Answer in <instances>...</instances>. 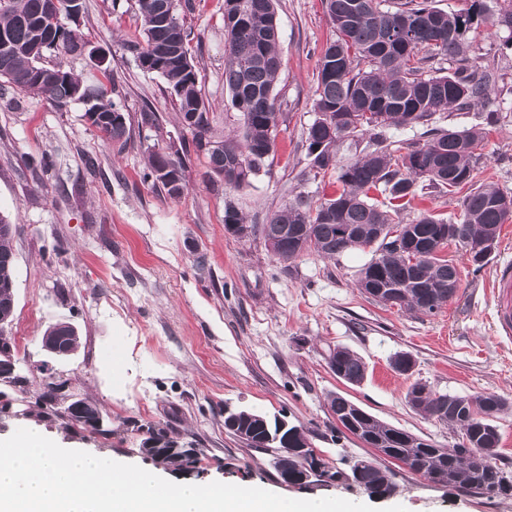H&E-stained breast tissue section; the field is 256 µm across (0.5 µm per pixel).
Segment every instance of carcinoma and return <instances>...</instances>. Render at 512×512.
Wrapping results in <instances>:
<instances>
[{
  "label": "carcinoma",
  "mask_w": 512,
  "mask_h": 512,
  "mask_svg": "<svg viewBox=\"0 0 512 512\" xmlns=\"http://www.w3.org/2000/svg\"><path fill=\"white\" fill-rule=\"evenodd\" d=\"M145 45L133 46L142 70L161 75L175 97L179 122L191 138L179 147L149 153L144 178L160 185L171 197L187 189L191 158H202L212 181L224 180L237 188L250 183L274 151L279 112L274 85L281 69L277 50L279 28L276 0H224V84L232 106L242 117L241 135H216L199 88V71L179 11L165 18L162 0H135ZM336 30V39L318 59L314 111L317 118L307 129L308 152L316 172H336V196L314 204L298 195L264 224L250 225L249 235L261 236L270 252L287 260L303 252L333 258L343 252L370 248L374 258L360 272L358 286L371 280L379 287L398 291L394 305L433 315L447 305L448 282L459 283L457 269L441 252L452 241L468 249L483 238L497 240L500 228L512 219V207L501 201L507 194L493 186H473L486 132L472 128L427 130L419 142H389L390 128L427 124L437 112L490 106L491 75L471 63L467 34L483 22L480 5L460 13H446L431 0H324ZM68 0H59L53 16L42 12V0H0V69L11 77L5 82L31 98L46 100L61 109L74 100L86 102L84 116L112 145L127 142L131 123L107 99V90L92 91L62 63L46 66V53H78L84 43L79 33L65 27ZM491 26L509 32L512 40V0H500ZM448 61L451 72L439 63ZM119 112L120 121L112 119ZM342 117V126L329 125ZM365 139L370 152L344 166L338 165L336 146L344 139ZM460 220L452 223L421 211L408 224L399 220L418 190L453 193L465 186ZM378 191L388 199L382 208L369 196ZM454 224L448 238L441 228ZM386 233L413 231L428 241L433 251L417 257L397 250L392 243L373 241L367 231L374 225ZM10 218L0 214V321L11 324L15 292ZM340 379L357 384L364 379L365 364L345 348L327 358ZM408 402L426 416L470 433L471 447L457 444L438 448L428 440L398 429L368 413L351 399L333 393L328 406L336 422L366 447L382 449V460L395 461L407 470L443 486H459L488 496H504L512 484L495 460L482 451L483 428L488 417L506 406L494 394L454 396L432 392L416 382L407 392ZM224 429L250 449L276 448L269 441L275 423L265 414L235 409ZM338 482H348L372 494L387 496L394 486L378 463L360 460L349 473L335 470Z\"/></svg>",
  "instance_id": "cac0c4a2"
}]
</instances>
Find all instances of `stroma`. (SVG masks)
Masks as SVG:
<instances>
[{
  "mask_svg": "<svg viewBox=\"0 0 512 512\" xmlns=\"http://www.w3.org/2000/svg\"><path fill=\"white\" fill-rule=\"evenodd\" d=\"M77 24L84 52L57 58L84 84L104 86L122 112L138 117L152 107L159 132L131 128L125 146L104 143L76 101L59 109L0 85V213L15 226L16 307L7 327L24 381L0 384L8 403L0 438L25 425L44 391L45 364L71 397L92 401L104 431L92 434L61 419L41 421L46 436L74 448L146 468L141 448L147 426L170 429L182 446L199 449L188 467H156L157 476L201 485L220 481L260 487L291 499L338 497L406 512H512V495H481L437 485L390 463L392 495L378 498L356 485L289 488L271 456L248 449L224 429L225 406L285 417L308 432L318 455L347 471L373 449L336 430L327 396L346 395L380 420L441 448L459 441L454 426L426 417L407 402L422 382L457 396L495 394L506 402L495 424L497 464L512 473V341L491 322L490 284L498 263L512 258V220L503 224L483 265L460 247L443 255L459 275L458 293L439 312L423 315L387 307L362 293L357 280L373 253L350 250L335 258L311 252L280 260L261 238L238 239L224 229L234 206L246 224L265 223L298 194L313 202L333 197L335 173L315 175L306 131L313 107L317 61L335 37L322 0H278L281 70L275 84L279 121L275 152L251 185L211 184L202 161L187 171L188 189L173 198L143 178L153 147L183 134L165 80L140 69L134 45L143 41L134 0H83ZM201 76V93L222 135L240 131V116L224 86V0H191L182 11ZM471 56L494 75L487 124L480 107L433 115L429 126L387 130L391 141H424L426 128H488L476 184L512 194V42L481 24ZM104 53L98 67L93 52ZM204 264H197V257ZM75 326L80 346L49 362L40 348L48 326ZM341 347L366 365L361 383L336 378L325 357ZM407 353L410 373L392 361Z\"/></svg>",
  "mask_w": 512,
  "mask_h": 512,
  "instance_id": "35a3bbf8",
  "label": "stroma"
}]
</instances>
